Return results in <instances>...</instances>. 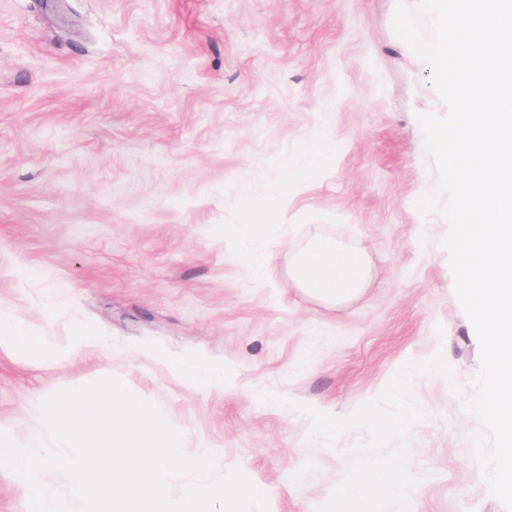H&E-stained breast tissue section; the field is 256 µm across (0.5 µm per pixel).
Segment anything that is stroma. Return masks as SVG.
<instances>
[{"instance_id":"obj_1","label":"stroma","mask_w":512,"mask_h":512,"mask_svg":"<svg viewBox=\"0 0 512 512\" xmlns=\"http://www.w3.org/2000/svg\"><path fill=\"white\" fill-rule=\"evenodd\" d=\"M65 3L0 0V309L103 345L0 353V429L23 440L43 400L107 373L261 488L246 512H325L367 465L406 485L376 512H507L473 453L481 348L418 120L449 107L395 30L400 0ZM314 140L332 160L255 235L256 282L224 227ZM316 235L369 257L361 298L328 308L289 280ZM187 356L223 364V390L165 364Z\"/></svg>"}]
</instances>
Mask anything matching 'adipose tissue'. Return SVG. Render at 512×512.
Returning <instances> with one entry per match:
<instances>
[{"mask_svg": "<svg viewBox=\"0 0 512 512\" xmlns=\"http://www.w3.org/2000/svg\"><path fill=\"white\" fill-rule=\"evenodd\" d=\"M279 222L275 206H243L241 220L224 227L225 236L243 243L241 262L250 276L259 282L270 277L267 254L249 249L255 229L273 230ZM291 282L307 296L330 307L345 304L361 296L371 278L368 257L332 238L313 239L300 251L289 272ZM21 351L41 361L53 363L65 359L44 333L30 328L16 315L0 311V350ZM405 485L390 471L368 472L357 482L342 486L332 502L333 512H373L376 499H394L403 495Z\"/></svg>", "mask_w": 512, "mask_h": 512, "instance_id": "1", "label": "adipose tissue"}]
</instances>
